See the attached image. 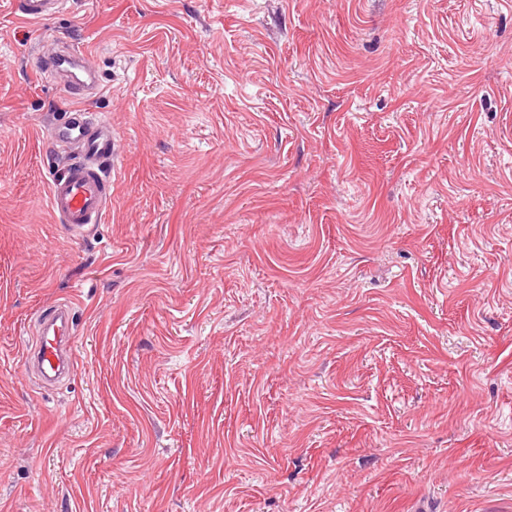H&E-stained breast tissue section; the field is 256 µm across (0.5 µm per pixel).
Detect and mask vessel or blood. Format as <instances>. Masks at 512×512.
Segmentation results:
<instances>
[{"label":"vessel or blood","instance_id":"b4317fda","mask_svg":"<svg viewBox=\"0 0 512 512\" xmlns=\"http://www.w3.org/2000/svg\"><path fill=\"white\" fill-rule=\"evenodd\" d=\"M62 3L63 0H16L15 7L23 21L37 24L54 17ZM65 64L70 65L71 70L62 86L69 95L81 96L88 79L76 72V54L70 52L53 58L38 55L34 69L40 75L51 69L60 70ZM52 138L77 146L80 151L78 159L49 182L52 213L70 232L78 235L103 218L112 189L111 169L117 158L116 136L107 122L78 116L56 128ZM72 331V323L63 317L48 320L45 333L34 349L45 374L51 375L67 367L66 348Z\"/></svg>","mask_w":512,"mask_h":512}]
</instances>
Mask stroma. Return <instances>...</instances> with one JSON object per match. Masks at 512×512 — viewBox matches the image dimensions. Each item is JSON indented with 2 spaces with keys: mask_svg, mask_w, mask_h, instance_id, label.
I'll return each mask as SVG.
<instances>
[{
  "mask_svg": "<svg viewBox=\"0 0 512 512\" xmlns=\"http://www.w3.org/2000/svg\"><path fill=\"white\" fill-rule=\"evenodd\" d=\"M12 2L0 512H512V0ZM44 37L96 93L34 74ZM77 105L118 160L75 236ZM63 3V0H17L15 7L23 21L37 24L54 17ZM78 117L51 134L53 140L77 146L80 156L49 182V206L60 224L75 235L89 224H99L112 189L111 167L117 158L112 126L98 119ZM73 323L66 322L62 316L48 320L44 336L34 349V354L43 372L50 376L68 366L66 348Z\"/></svg>",
  "mask_w": 512,
  "mask_h": 512,
  "instance_id": "stroma-1",
  "label": "stroma"
}]
</instances>
